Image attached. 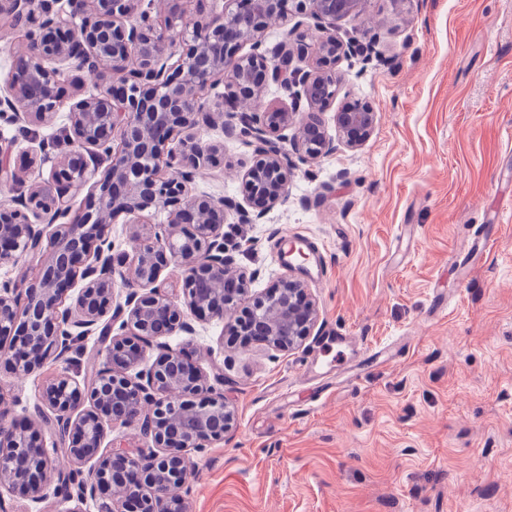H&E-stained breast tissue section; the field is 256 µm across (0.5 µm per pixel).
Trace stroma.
I'll return each mask as SVG.
<instances>
[{"label":"stroma","mask_w":512,"mask_h":512,"mask_svg":"<svg viewBox=\"0 0 512 512\" xmlns=\"http://www.w3.org/2000/svg\"><path fill=\"white\" fill-rule=\"evenodd\" d=\"M366 32L383 59L342 57L336 102H368L371 137L300 165L287 204L260 223H224L256 292L286 275V240L309 241L312 336L291 353L224 349L223 324L199 321L169 339L223 374L237 414L224 441L187 451L186 512H512V0H368L337 24L341 37ZM68 125L63 111L35 137L0 122L12 165L42 141L66 151ZM200 136L223 140L224 169L196 192L242 199L252 149L217 125ZM478 231L495 245L475 260ZM333 333L402 356L352 379L311 376ZM59 369L0 371V407L35 416ZM44 495L0 489L6 512H99L52 483Z\"/></svg>","instance_id":"stroma-1"}]
</instances>
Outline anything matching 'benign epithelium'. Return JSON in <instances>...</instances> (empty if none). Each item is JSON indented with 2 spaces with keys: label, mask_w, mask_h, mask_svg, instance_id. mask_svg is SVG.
I'll list each match as a JSON object with an SVG mask.
<instances>
[{
  "label": "benign epithelium",
  "mask_w": 512,
  "mask_h": 512,
  "mask_svg": "<svg viewBox=\"0 0 512 512\" xmlns=\"http://www.w3.org/2000/svg\"><path fill=\"white\" fill-rule=\"evenodd\" d=\"M170 2L155 12L154 0H0V26L27 39L0 94V121L28 130L53 123L64 107L69 121V150L55 156L48 178L0 207V264L41 260L35 281L0 286V369L23 378L48 362L65 365L42 387L51 412L43 427L0 411V488L33 503L55 478L81 500H114L124 488L127 512H184L181 451L224 440L236 415L220 380L167 338L194 334L192 315L224 323L246 344L290 353L318 321L307 281L293 274L305 254L289 248L290 275L252 292L259 273L228 255L226 214L259 223L288 203L299 165L358 149L378 122L371 106L346 103L333 115V138L325 118L341 56L380 57L373 37H336V22L362 14L366 0H226L219 13L193 15L185 0ZM291 11L313 26L286 31L267 56L266 28L288 22ZM309 52L312 65H298ZM69 71L94 76L99 91L77 84L62 97ZM221 83L217 100L204 96ZM269 84L288 92L290 107L258 105ZM219 120L225 136L255 153L241 174V202L195 192L200 171L224 166V143L199 137ZM22 183L1 150L0 184ZM159 215L162 222L150 223ZM120 217L134 225L130 254L106 234ZM91 336L99 366L79 381L66 365L75 342ZM150 347L157 355L148 365ZM112 423H137L151 438L155 451L144 465L103 448ZM59 439L70 458L65 470L50 454Z\"/></svg>",
  "instance_id": "7a95c632"
}]
</instances>
